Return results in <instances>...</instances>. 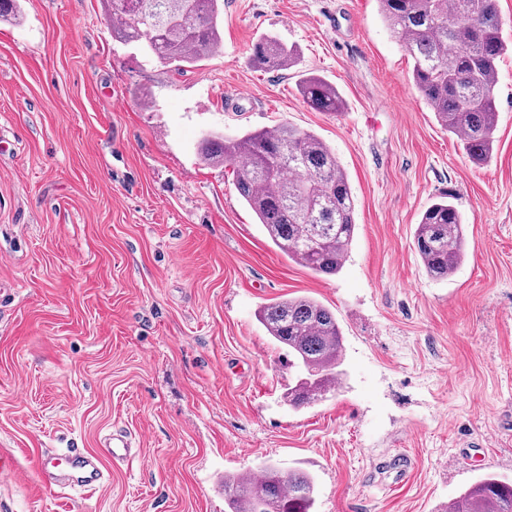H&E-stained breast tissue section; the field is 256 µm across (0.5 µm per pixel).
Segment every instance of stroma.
Here are the masks:
<instances>
[{"label":"stroma","instance_id":"1","mask_svg":"<svg viewBox=\"0 0 512 512\" xmlns=\"http://www.w3.org/2000/svg\"><path fill=\"white\" fill-rule=\"evenodd\" d=\"M0 21V512H229L224 476L266 461L316 479L314 512H445L512 480V54L494 156L473 163L412 82L377 0H224L222 50L178 73L112 37L103 0H18ZM297 66L254 68L261 35ZM317 74L347 103H303ZM286 122L348 175L357 229L318 276L272 243L198 143ZM455 199L463 261L431 278L422 212ZM336 314L345 375L284 402L263 303ZM137 456L104 488H45V449Z\"/></svg>","mask_w":512,"mask_h":512}]
</instances>
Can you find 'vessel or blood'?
<instances>
[{
	"label": "vessel or blood",
	"instance_id": "b4317fda",
	"mask_svg": "<svg viewBox=\"0 0 512 512\" xmlns=\"http://www.w3.org/2000/svg\"><path fill=\"white\" fill-rule=\"evenodd\" d=\"M131 452V443L127 436L112 435L102 446L100 454H90L76 448L66 449L58 458L38 455L37 474L44 486H51V470L55 465H63L69 484L87 491L99 489L104 484L103 461L113 463L127 458Z\"/></svg>",
	"mask_w": 512,
	"mask_h": 512
}]
</instances>
